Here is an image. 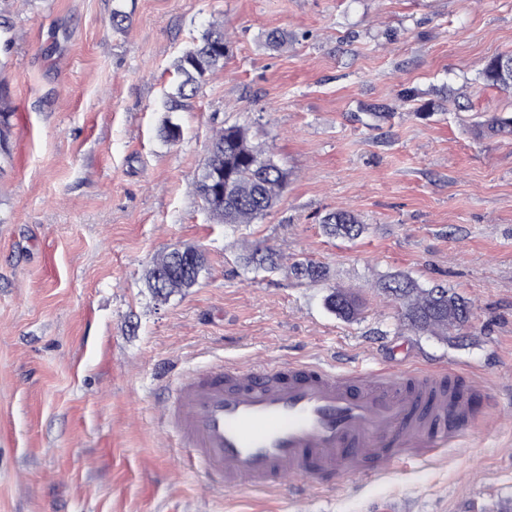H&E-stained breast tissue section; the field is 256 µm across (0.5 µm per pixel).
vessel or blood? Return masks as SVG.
Returning a JSON list of instances; mask_svg holds the SVG:
<instances>
[{
	"label": "vessel or blood",
	"instance_id": "b4317fda",
	"mask_svg": "<svg viewBox=\"0 0 512 512\" xmlns=\"http://www.w3.org/2000/svg\"><path fill=\"white\" fill-rule=\"evenodd\" d=\"M474 389L448 371L339 373L315 363L216 366L181 379L165 425L193 471L228 488L414 464L472 437Z\"/></svg>",
	"mask_w": 512,
	"mask_h": 512
}]
</instances>
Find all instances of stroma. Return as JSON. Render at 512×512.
Segmentation results:
<instances>
[{
    "label": "stroma",
    "mask_w": 512,
    "mask_h": 512,
    "mask_svg": "<svg viewBox=\"0 0 512 512\" xmlns=\"http://www.w3.org/2000/svg\"><path fill=\"white\" fill-rule=\"evenodd\" d=\"M0 17V512H512V139L471 134L512 113L480 78L512 54V0H0ZM213 22L223 69L166 112L176 59ZM222 123L290 174L252 224L210 222L192 189ZM339 209L361 236L324 234ZM255 243L279 270L242 266ZM176 246L207 270L162 301L144 274ZM302 260L329 279L294 278ZM396 273L468 299L470 326H405L376 288ZM335 288L358 293L357 320L327 308ZM218 361L473 371L504 414L412 467L228 489L164 423L178 380Z\"/></svg>",
    "instance_id": "1"
}]
</instances>
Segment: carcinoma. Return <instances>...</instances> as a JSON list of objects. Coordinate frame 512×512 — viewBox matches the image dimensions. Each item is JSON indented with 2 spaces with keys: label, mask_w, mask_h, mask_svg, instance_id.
I'll return each instance as SVG.
<instances>
[{
  "label": "carcinoma",
  "mask_w": 512,
  "mask_h": 512,
  "mask_svg": "<svg viewBox=\"0 0 512 512\" xmlns=\"http://www.w3.org/2000/svg\"><path fill=\"white\" fill-rule=\"evenodd\" d=\"M229 52L224 26L212 24L200 40L176 60L182 76L176 93L167 101V111L183 108L184 100L195 96L207 77L224 67ZM487 86L512 89V71L504 74L490 63L481 72ZM10 112L0 93V152L10 153ZM478 139L512 137V114L498 115L473 125ZM288 171L281 168L262 147L250 142L244 128L237 125L213 131L207 155L193 181L194 193L201 199L210 218L219 224H252L263 218L281 201L288 186ZM325 234L355 238L363 224L349 210H337L321 221ZM192 256L187 266L174 251L158 256L145 275V284L155 297L168 298L194 287L206 266L204 255L193 247L183 248ZM246 263L264 270L280 266L279 253L255 247L246 250ZM297 279L318 283L327 279L326 266L312 261H296L289 267ZM384 294L399 303L407 324L418 332L446 334L461 331L473 318L470 302L443 287L422 288L406 275H392L379 282ZM327 307L340 318L353 321L362 313L363 303L353 292L336 288L326 297Z\"/></svg>",
  "instance_id": "obj_1"
}]
</instances>
